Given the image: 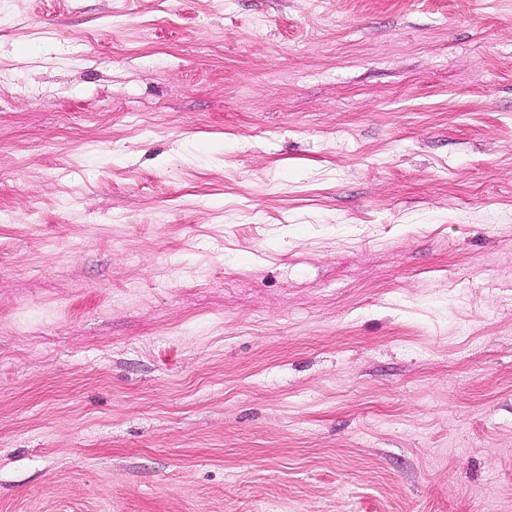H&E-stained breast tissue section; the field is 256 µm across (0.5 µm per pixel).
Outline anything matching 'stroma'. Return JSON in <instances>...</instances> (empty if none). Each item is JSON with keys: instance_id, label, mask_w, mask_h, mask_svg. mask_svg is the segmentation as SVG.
<instances>
[{"instance_id": "obj_1", "label": "stroma", "mask_w": 512, "mask_h": 512, "mask_svg": "<svg viewBox=\"0 0 512 512\" xmlns=\"http://www.w3.org/2000/svg\"><path fill=\"white\" fill-rule=\"evenodd\" d=\"M0 512H512V0H0Z\"/></svg>"}]
</instances>
